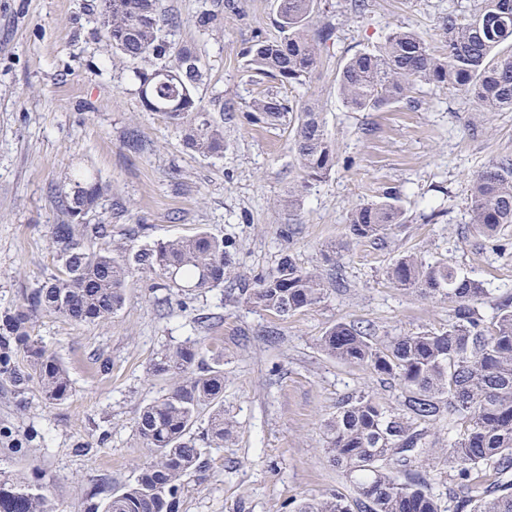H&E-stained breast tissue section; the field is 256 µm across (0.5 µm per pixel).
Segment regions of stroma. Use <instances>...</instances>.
I'll return each instance as SVG.
<instances>
[{"label": "stroma", "instance_id": "stroma-1", "mask_svg": "<svg viewBox=\"0 0 512 512\" xmlns=\"http://www.w3.org/2000/svg\"><path fill=\"white\" fill-rule=\"evenodd\" d=\"M354 17L345 0H317L315 24L335 29L306 84L252 81L243 52L273 38L277 0H159L165 49L149 62L114 53L98 0H0V311L55 271L52 228L65 222L57 191L73 171L112 186L99 210L114 234L140 240L200 231L235 243L223 286L185 307L158 311L152 280L134 274L122 308L103 323L34 316L31 335L66 366L72 392L48 400L37 385L0 376V475H23L58 512H88L104 492L133 482L148 451L133 427L139 409L173 381L153 375L163 350L195 342L224 369L223 447L184 477L179 512H292L300 499L342 487L323 448L324 425L360 392L396 406L398 392L362 366L323 354L318 339L339 322L371 325L374 342L448 323V303L395 287L386 276L401 255L447 261L490 290L512 289V228L497 241L468 232L470 176L512 157V112L487 114L469 130L473 105L454 89H423L418 107L353 112L336 95V72L360 50L408 28L441 50L449 5L478 0H370ZM195 49L203 77L194 94L224 126V153L185 148L161 113L144 108L143 75L171 69ZM278 93L289 111L318 98L336 166L297 209L285 203L300 177L291 123L252 122L245 104ZM394 191L406 216L385 244L350 237L360 202ZM319 271L327 288L312 308L280 317L247 304L241 288L274 270L282 254ZM213 315L209 327L199 317Z\"/></svg>", "mask_w": 512, "mask_h": 512}]
</instances>
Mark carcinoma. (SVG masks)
Instances as JSON below:
<instances>
[{"instance_id":"1","label":"carcinoma","mask_w":512,"mask_h":512,"mask_svg":"<svg viewBox=\"0 0 512 512\" xmlns=\"http://www.w3.org/2000/svg\"><path fill=\"white\" fill-rule=\"evenodd\" d=\"M316 0H279V37L258 39L244 52L245 68L282 85H302L317 67L320 46L333 27L311 31ZM106 31L112 49L144 60L161 47L164 19L157 0H112ZM442 53L419 34L396 29L384 44L359 51L336 73V95L353 112H380L392 106L418 105L422 85L452 88L477 112H512V0H480L466 13L448 11L439 23ZM201 78L198 57L184 48L171 78H144L143 105L161 112L183 145L203 156L224 151V127L202 110L193 91ZM258 122H280L287 108L273 94L247 104ZM293 149L302 180L290 190L296 207L315 183L336 164L334 145L317 100L303 104L294 123ZM109 184L89 171L68 178L58 198L70 221L52 228L57 273L23 293L0 312V375L24 388L36 383L50 401L71 394L65 365L32 339L30 324L40 311L75 323L103 322L124 303L126 284L135 273H148L152 289L166 295L158 304H178L201 289L224 285L235 242L207 232L165 241L136 243L115 239L112 225L87 223ZM469 224L495 239L512 225V159L490 161L471 178ZM405 223L398 197L355 205L348 216L356 240L382 241ZM399 288L448 300V325L395 336L385 346L371 341L370 328L339 322L319 338L326 355L345 364L365 366L398 387V405H383L359 393L343 399L325 425V446L349 493L332 490L304 498L294 512H444L428 488L418 463L442 461L453 478L448 498L456 512H512V291L492 300L493 313L481 307L485 283L448 262L425 263L415 254L398 258L386 271ZM245 300L280 316L308 309L324 298L320 276L299 269L284 255L276 270L241 289ZM24 352L26 370L15 366ZM158 376L178 379L170 392L145 404L134 423L149 451L138 478L106 498L102 512H179L182 479L203 464L200 443L217 448L231 432L224 419V371L200 358L195 343L159 354L152 365ZM211 407L207 428L192 431L200 410ZM448 425V445L435 450L432 429ZM0 512H53L47 497L30 488L23 476L0 479Z\"/></svg>"}]
</instances>
